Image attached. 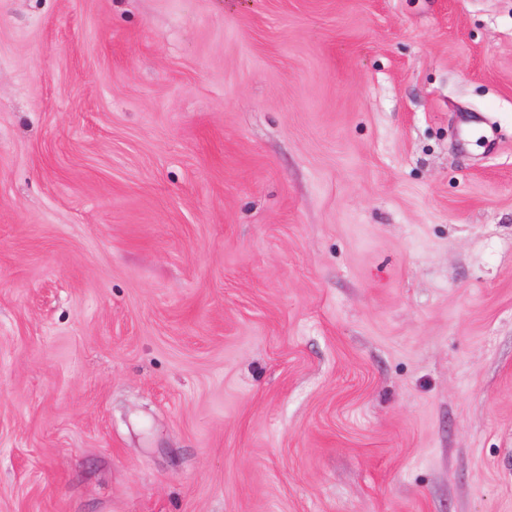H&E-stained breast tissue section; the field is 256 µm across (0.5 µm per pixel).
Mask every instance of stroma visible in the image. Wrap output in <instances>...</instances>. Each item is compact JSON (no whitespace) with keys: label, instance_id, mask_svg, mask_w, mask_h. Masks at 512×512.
Masks as SVG:
<instances>
[{"label":"stroma","instance_id":"stroma-1","mask_svg":"<svg viewBox=\"0 0 512 512\" xmlns=\"http://www.w3.org/2000/svg\"><path fill=\"white\" fill-rule=\"evenodd\" d=\"M0 512H512V0H0Z\"/></svg>","mask_w":512,"mask_h":512}]
</instances>
